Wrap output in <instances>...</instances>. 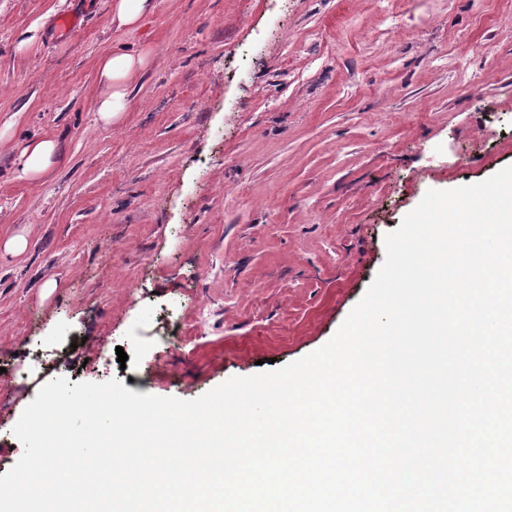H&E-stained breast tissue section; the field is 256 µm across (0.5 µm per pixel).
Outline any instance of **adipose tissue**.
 I'll return each mask as SVG.
<instances>
[{
    "label": "adipose tissue",
    "instance_id": "ef3b65f1",
    "mask_svg": "<svg viewBox=\"0 0 512 512\" xmlns=\"http://www.w3.org/2000/svg\"><path fill=\"white\" fill-rule=\"evenodd\" d=\"M146 64L144 53H112L98 62L103 91L95 110L104 126H112L130 104V86ZM60 147L56 140L41 139L23 143L19 150L17 177L36 181L45 177L59 162Z\"/></svg>",
    "mask_w": 512,
    "mask_h": 512
}]
</instances>
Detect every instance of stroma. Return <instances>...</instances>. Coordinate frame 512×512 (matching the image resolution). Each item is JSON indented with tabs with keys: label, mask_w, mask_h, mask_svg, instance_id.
Returning <instances> with one entry per match:
<instances>
[{
	"label": "stroma",
	"mask_w": 512,
	"mask_h": 512,
	"mask_svg": "<svg viewBox=\"0 0 512 512\" xmlns=\"http://www.w3.org/2000/svg\"><path fill=\"white\" fill-rule=\"evenodd\" d=\"M154 2L0 0V475L53 379L190 400L318 350L428 190L512 166V0ZM115 50L147 65L106 127ZM154 0H113L112 23L118 27H134L154 9ZM60 147L56 140L25 142L19 150L17 179L36 181L45 177L58 163Z\"/></svg>",
	"instance_id": "1"
}]
</instances>
